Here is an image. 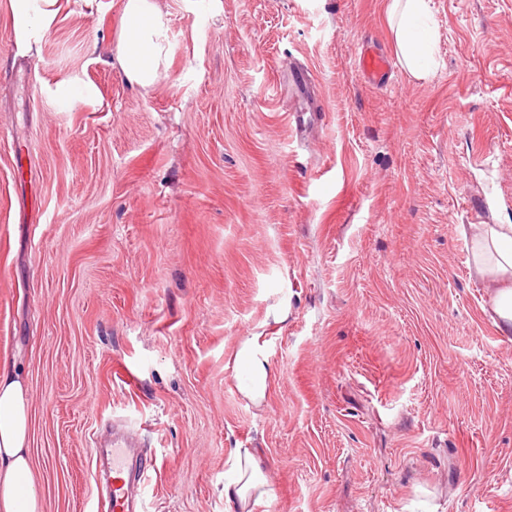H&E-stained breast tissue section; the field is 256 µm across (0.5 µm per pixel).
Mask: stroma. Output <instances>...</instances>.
I'll use <instances>...</instances> for the list:
<instances>
[{
  "mask_svg": "<svg viewBox=\"0 0 512 512\" xmlns=\"http://www.w3.org/2000/svg\"><path fill=\"white\" fill-rule=\"evenodd\" d=\"M160 4L142 88L106 62L123 0H60L27 55L0 0V359L42 512H96L117 419L149 512H224L238 448L265 453L256 512H512V339L464 238L484 200L512 222V0H431L438 68L375 85L386 0ZM67 81L92 96L59 107ZM388 56L376 50H362L359 55L358 67L361 74L370 83H377L390 69ZM237 368L240 391L252 400L263 398L268 388L271 369L254 339H247L242 343L237 354Z\"/></svg>",
  "mask_w": 512,
  "mask_h": 512,
  "instance_id": "1",
  "label": "stroma"
}]
</instances>
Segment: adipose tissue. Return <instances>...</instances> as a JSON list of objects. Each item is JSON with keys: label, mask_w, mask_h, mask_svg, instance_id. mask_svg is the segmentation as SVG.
Here are the masks:
<instances>
[{"label": "adipose tissue", "mask_w": 512, "mask_h": 512, "mask_svg": "<svg viewBox=\"0 0 512 512\" xmlns=\"http://www.w3.org/2000/svg\"><path fill=\"white\" fill-rule=\"evenodd\" d=\"M13 35L24 52L39 50L53 22L56 0H9ZM387 13L397 53L416 79L428 77L435 38L429 25L430 0H388ZM166 19L158 0H125L122 32L114 67L134 84L147 88L159 79L169 52ZM469 250L485 282L496 325L512 335V224H476ZM239 389L249 399L263 398L271 369L255 340H245L237 354ZM27 387L18 358L0 361V512H41L28 446ZM273 497L260 449H236L224 478V512H255Z\"/></svg>", "instance_id": "ef3b65f1"}]
</instances>
